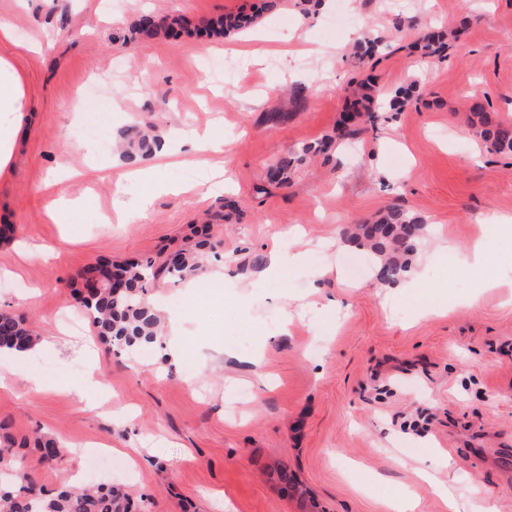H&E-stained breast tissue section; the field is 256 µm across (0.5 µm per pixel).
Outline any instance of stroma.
Segmentation results:
<instances>
[{
	"mask_svg": "<svg viewBox=\"0 0 512 512\" xmlns=\"http://www.w3.org/2000/svg\"><path fill=\"white\" fill-rule=\"evenodd\" d=\"M264 2L0 0L11 30L0 57L24 92L0 175V310L35 320L52 341L0 389V423L19 441L58 438L56 463L23 450L38 485L91 474L127 484L145 512H387L385 491L420 492L419 512H446L423 490V468L461 512L488 502L512 512V231L484 221L512 216V159L461 131L475 102L492 121L512 118V0H332L309 14L300 0ZM230 13L254 15L256 32L118 40L144 14L196 26ZM440 31L446 47L422 59V37ZM366 37L378 119L337 139L367 74L354 55ZM215 56L234 67L212 72ZM295 83L307 88L300 109L283 93ZM406 87L410 101L388 108ZM268 112L289 118L267 123ZM143 122L164 145L134 163L72 137L91 124L113 140ZM189 128L222 135L223 152L190 151ZM322 141L288 186L268 185L267 164ZM54 191L71 202L57 221ZM394 206L426 226L410 268L421 286L394 287L371 269L352 282L345 228ZM207 212L225 219L209 228L203 272L148 294L183 317L185 360L169 362L163 344L130 354L100 343L96 357L82 355L95 332L75 275L99 260L173 254ZM294 228L307 235L306 258L271 282L269 250L288 246ZM478 237L489 260L461 271L455 252ZM43 244L55 254H37ZM220 270L222 286L204 290ZM316 287L332 305L301 310L282 334L280 292L307 301ZM259 348L256 367L248 358ZM94 361L107 391L89 412L79 387ZM98 448L140 466L92 458ZM283 470L306 495L285 489Z\"/></svg>",
	"mask_w": 512,
	"mask_h": 512,
	"instance_id": "stroma-1",
	"label": "stroma"
}]
</instances>
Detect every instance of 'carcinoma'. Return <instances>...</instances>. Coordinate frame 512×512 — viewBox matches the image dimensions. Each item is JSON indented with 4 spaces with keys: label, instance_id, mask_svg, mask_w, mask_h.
Listing matches in <instances>:
<instances>
[{
    "label": "carcinoma",
    "instance_id": "1",
    "mask_svg": "<svg viewBox=\"0 0 512 512\" xmlns=\"http://www.w3.org/2000/svg\"><path fill=\"white\" fill-rule=\"evenodd\" d=\"M241 27V23L227 17L201 30L205 36L220 37ZM170 34L174 29L163 17L144 14L134 23L131 33ZM471 114L479 123H470V131L489 149L497 154L512 156V123H492L483 116L482 106L474 103ZM375 124L377 115L371 108L359 107L342 114L339 128L352 135L356 130L351 123L358 117ZM122 157L134 161L152 153L161 146L158 135L143 130L135 134H120ZM295 162L293 157H283L268 165L266 179L271 184L288 182V171ZM424 224L411 217L405 210L392 207L377 224H360L349 233L347 242L366 248L373 256L376 277L382 282H395L408 272L403 256L415 249L422 236ZM208 247L206 234L200 235L195 249L183 250L172 262L156 263L148 258L142 262L114 264L99 261L80 274L83 290L82 302L87 309L89 322L97 336L109 346L133 349L150 344L160 335L158 312L147 302V288L160 279L182 281L204 269V250ZM41 339L25 320L10 312H0V350L29 349ZM0 472L11 482L0 483V512H135L130 493L123 487L101 484L93 489L74 490L60 487L46 490L34 488L31 476L22 466L23 458L12 451L15 440L8 433L0 435ZM40 457L47 463L61 455L59 441L54 437L36 438Z\"/></svg>",
    "mask_w": 512,
    "mask_h": 512
}]
</instances>
